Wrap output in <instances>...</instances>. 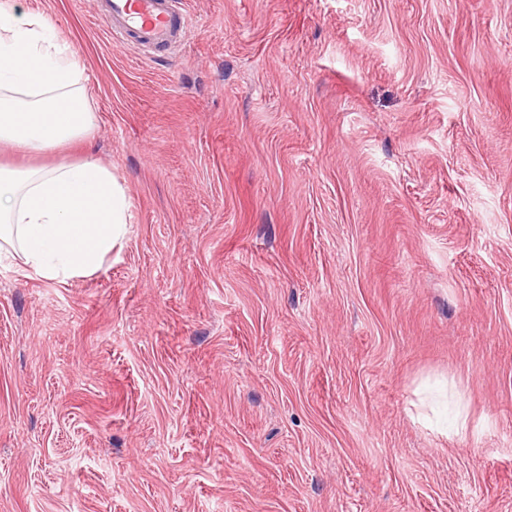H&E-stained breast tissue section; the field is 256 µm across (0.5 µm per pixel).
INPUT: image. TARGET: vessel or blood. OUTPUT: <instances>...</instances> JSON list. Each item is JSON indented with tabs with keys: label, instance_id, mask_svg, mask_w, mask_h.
Instances as JSON below:
<instances>
[{
	"label": "vessel or blood",
	"instance_id": "vessel-or-blood-1",
	"mask_svg": "<svg viewBox=\"0 0 512 512\" xmlns=\"http://www.w3.org/2000/svg\"><path fill=\"white\" fill-rule=\"evenodd\" d=\"M102 14L113 40L142 47L178 48L191 25L181 0H103Z\"/></svg>",
	"mask_w": 512,
	"mask_h": 512
}]
</instances>
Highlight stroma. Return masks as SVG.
<instances>
[{
    "instance_id": "1",
    "label": "stroma",
    "mask_w": 512,
    "mask_h": 512,
    "mask_svg": "<svg viewBox=\"0 0 512 512\" xmlns=\"http://www.w3.org/2000/svg\"><path fill=\"white\" fill-rule=\"evenodd\" d=\"M16 2L95 124L0 162L132 219L0 260V512H512V0H183L174 52ZM124 187L89 157L68 165H0V255L66 282L96 271L125 238Z\"/></svg>"
}]
</instances>
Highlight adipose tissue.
I'll list each match as a JSON object with an SVG mask.
<instances>
[{
  "label": "adipose tissue",
  "instance_id": "adipose-tissue-1",
  "mask_svg": "<svg viewBox=\"0 0 512 512\" xmlns=\"http://www.w3.org/2000/svg\"><path fill=\"white\" fill-rule=\"evenodd\" d=\"M94 123L72 52L41 16L0 0V147L42 153ZM124 187L98 161L0 165V255L64 282L96 271L127 232Z\"/></svg>",
  "mask_w": 512,
  "mask_h": 512
}]
</instances>
